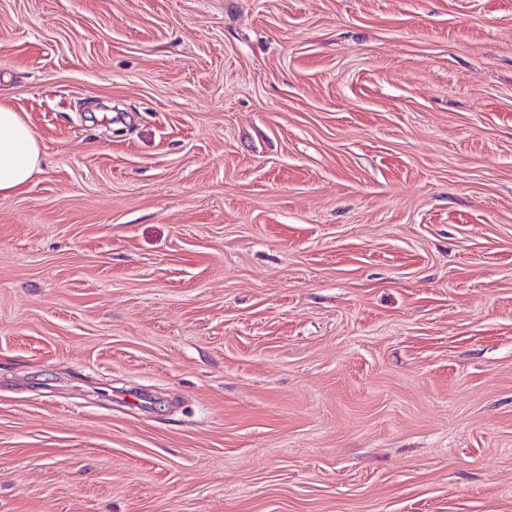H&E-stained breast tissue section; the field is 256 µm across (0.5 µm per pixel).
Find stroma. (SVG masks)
Here are the masks:
<instances>
[{
	"label": "stroma",
	"instance_id": "stroma-1",
	"mask_svg": "<svg viewBox=\"0 0 512 512\" xmlns=\"http://www.w3.org/2000/svg\"><path fill=\"white\" fill-rule=\"evenodd\" d=\"M0 512H512V0H0ZM43 156L30 124L5 103H0V194L23 192L41 172Z\"/></svg>",
	"mask_w": 512,
	"mask_h": 512
}]
</instances>
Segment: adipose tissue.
Instances as JSON below:
<instances>
[{
  "label": "adipose tissue",
  "instance_id": "adipose-tissue-1",
  "mask_svg": "<svg viewBox=\"0 0 512 512\" xmlns=\"http://www.w3.org/2000/svg\"><path fill=\"white\" fill-rule=\"evenodd\" d=\"M43 156L30 124L0 103V194L23 192L41 170Z\"/></svg>",
  "mask_w": 512,
  "mask_h": 512
}]
</instances>
